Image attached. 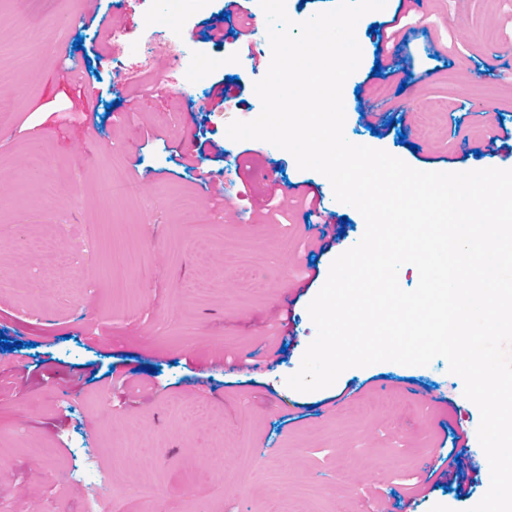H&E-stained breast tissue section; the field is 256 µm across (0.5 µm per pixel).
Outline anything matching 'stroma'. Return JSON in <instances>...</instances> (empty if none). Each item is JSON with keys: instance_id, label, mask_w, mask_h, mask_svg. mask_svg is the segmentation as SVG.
Here are the masks:
<instances>
[{"instance_id": "stroma-1", "label": "stroma", "mask_w": 512, "mask_h": 512, "mask_svg": "<svg viewBox=\"0 0 512 512\" xmlns=\"http://www.w3.org/2000/svg\"><path fill=\"white\" fill-rule=\"evenodd\" d=\"M224 5L181 0L205 80L177 102L120 82L133 58L110 40L145 28L155 0H45L34 27L0 0V39L23 27L44 46L0 65V332L16 345L0 349V512H87L70 476L80 448L137 512H402L426 466L449 469L459 436L466 463L417 512H469L490 467L479 410L445 358L350 368L307 393L286 384L316 335L307 307L365 222L289 152L227 137L231 120H253L271 53L257 0L240 38ZM220 12L219 43L208 28ZM400 13L408 35L382 49L370 27ZM356 36L350 142L463 172L512 128V0H387ZM249 151L275 183L240 182ZM212 174L228 198L207 192ZM111 178L138 182L140 197L103 196ZM300 185L321 193L328 223L306 221ZM184 195L192 213L167 207ZM271 340L279 356H266Z\"/></svg>"}]
</instances>
